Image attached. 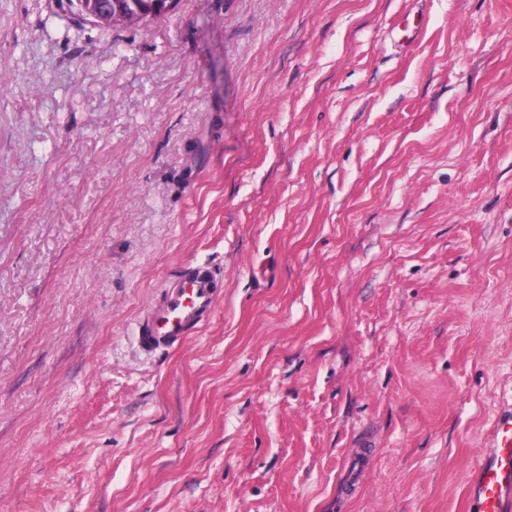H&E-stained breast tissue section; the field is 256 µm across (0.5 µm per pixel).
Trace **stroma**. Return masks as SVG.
Masks as SVG:
<instances>
[{
  "mask_svg": "<svg viewBox=\"0 0 512 512\" xmlns=\"http://www.w3.org/2000/svg\"><path fill=\"white\" fill-rule=\"evenodd\" d=\"M511 406L512 0H0V512H466ZM218 279L211 267L190 265L166 284L137 325L140 346L149 353L174 350L197 334L216 311Z\"/></svg>",
  "mask_w": 512,
  "mask_h": 512,
  "instance_id": "obj_1",
  "label": "stroma"
}]
</instances>
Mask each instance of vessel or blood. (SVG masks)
<instances>
[{
	"mask_svg": "<svg viewBox=\"0 0 512 512\" xmlns=\"http://www.w3.org/2000/svg\"><path fill=\"white\" fill-rule=\"evenodd\" d=\"M218 279L211 267L191 265L166 284L137 325L140 346L150 353L174 350L197 334L217 308ZM466 496L467 512H512V410L489 431L468 475Z\"/></svg>",
	"mask_w": 512,
	"mask_h": 512,
	"instance_id": "1",
	"label": "vessel or blood"
}]
</instances>
